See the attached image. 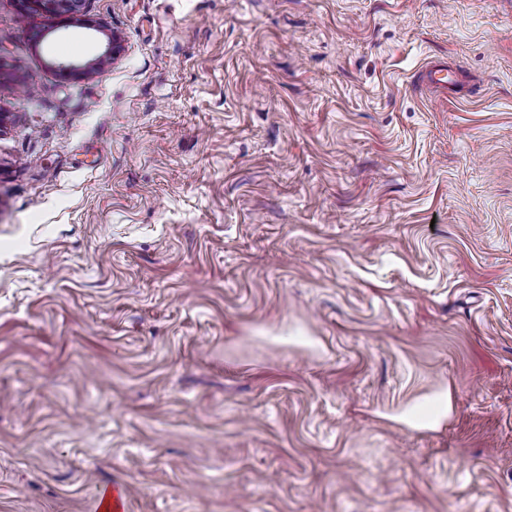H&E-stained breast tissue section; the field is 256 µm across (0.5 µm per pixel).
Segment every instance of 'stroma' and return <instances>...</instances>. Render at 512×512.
Returning <instances> with one entry per match:
<instances>
[{"instance_id":"stroma-1","label":"stroma","mask_w":512,"mask_h":512,"mask_svg":"<svg viewBox=\"0 0 512 512\" xmlns=\"http://www.w3.org/2000/svg\"><path fill=\"white\" fill-rule=\"evenodd\" d=\"M113 486L512 512V0H0V512ZM458 71L457 68H448V62L432 61L422 68L418 83L439 99L455 98L454 96L462 90L459 86L462 82ZM433 406V413L431 416L421 421L417 417V413L415 411L410 412L405 416V421L413 426L417 427H430L437 425L443 418H445L448 414V396L446 393L436 395L431 402Z\"/></svg>"}]
</instances>
